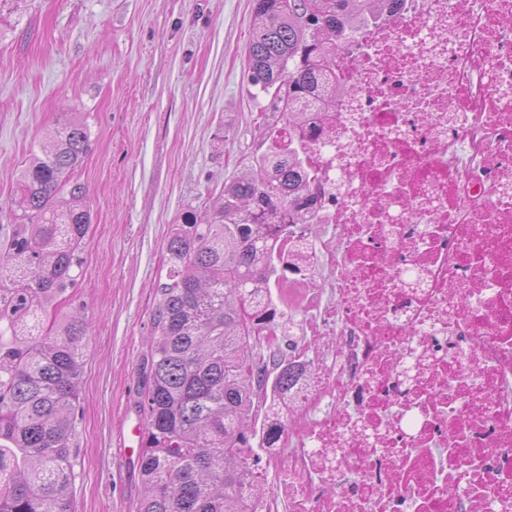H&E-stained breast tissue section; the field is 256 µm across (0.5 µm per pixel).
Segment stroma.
<instances>
[{
    "mask_svg": "<svg viewBox=\"0 0 512 512\" xmlns=\"http://www.w3.org/2000/svg\"><path fill=\"white\" fill-rule=\"evenodd\" d=\"M251 0H0V225L20 174L70 113L93 223L73 306L87 323L71 455L74 512H136L128 427L172 224L212 206L281 124L248 81Z\"/></svg>",
    "mask_w": 512,
    "mask_h": 512,
    "instance_id": "1",
    "label": "stroma"
}]
</instances>
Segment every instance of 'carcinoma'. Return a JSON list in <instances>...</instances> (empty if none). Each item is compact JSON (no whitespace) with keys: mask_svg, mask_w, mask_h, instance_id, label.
Wrapping results in <instances>:
<instances>
[{"mask_svg":"<svg viewBox=\"0 0 512 512\" xmlns=\"http://www.w3.org/2000/svg\"><path fill=\"white\" fill-rule=\"evenodd\" d=\"M388 0H253L248 79L299 128L224 181L218 206L171 225L140 364L137 512H259L261 453L288 429V397L311 371L283 354L288 239L314 234L317 195L299 143L357 28ZM91 150L82 119L63 122L21 173L24 221L0 234V512H72L71 443L86 323L66 310L92 223L71 173Z\"/></svg>","mask_w":512,"mask_h":512,"instance_id":"cac0c4a2","label":"carcinoma"}]
</instances>
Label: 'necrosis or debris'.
<instances>
[{
    "label": "necrosis or debris",
    "mask_w": 512,
    "mask_h": 512,
    "mask_svg": "<svg viewBox=\"0 0 512 512\" xmlns=\"http://www.w3.org/2000/svg\"><path fill=\"white\" fill-rule=\"evenodd\" d=\"M512 0H405L301 144L330 236L293 240L330 367L290 404V512H512ZM332 276L334 303L311 282Z\"/></svg>",
    "instance_id": "obj_1"
}]
</instances>
